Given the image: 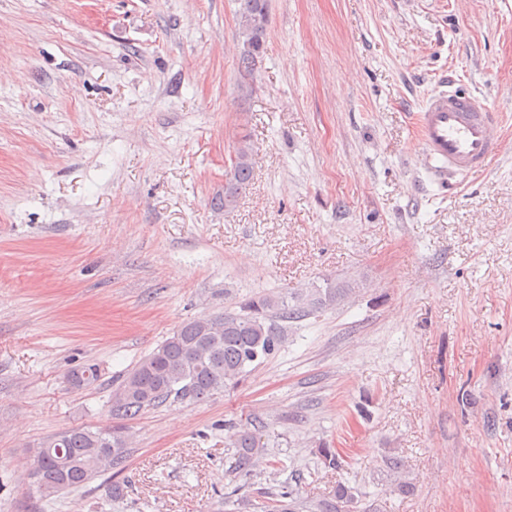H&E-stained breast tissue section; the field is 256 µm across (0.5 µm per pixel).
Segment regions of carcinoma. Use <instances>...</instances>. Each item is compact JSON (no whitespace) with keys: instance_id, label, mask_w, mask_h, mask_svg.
<instances>
[{"instance_id":"1","label":"carcinoma","mask_w":512,"mask_h":512,"mask_svg":"<svg viewBox=\"0 0 512 512\" xmlns=\"http://www.w3.org/2000/svg\"><path fill=\"white\" fill-rule=\"evenodd\" d=\"M242 49L239 68L251 73L267 38L269 0H237ZM255 153L250 134L241 132L225 172L219 202L229 211L253 179ZM356 282H326L291 295L264 293L240 304V311L204 316L183 323L113 385L112 418L130 420L145 410L176 399L205 400L238 388L261 363L274 355L287 336L286 322L334 307L352 294ZM235 448L234 470L247 477L264 463L266 444L256 428L228 427ZM127 454L121 425L77 427L40 442L27 463L33 489L45 499L83 487L99 474L122 468ZM355 496L341 486L328 497L303 501L286 490L268 493L266 512H353Z\"/></svg>"}]
</instances>
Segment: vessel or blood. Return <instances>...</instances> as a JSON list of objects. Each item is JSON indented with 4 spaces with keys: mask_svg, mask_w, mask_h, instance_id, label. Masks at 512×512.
Here are the masks:
<instances>
[{
    "mask_svg": "<svg viewBox=\"0 0 512 512\" xmlns=\"http://www.w3.org/2000/svg\"><path fill=\"white\" fill-rule=\"evenodd\" d=\"M413 121L424 164L431 179L441 184L485 169L503 149L494 113L453 79L443 80Z\"/></svg>",
    "mask_w": 512,
    "mask_h": 512,
    "instance_id": "b4317fda",
    "label": "vessel or blood"
}]
</instances>
